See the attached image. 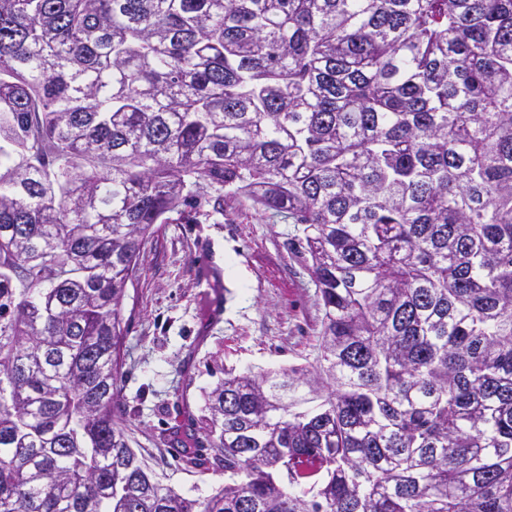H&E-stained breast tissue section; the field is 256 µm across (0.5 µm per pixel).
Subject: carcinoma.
<instances>
[{
  "label": "carcinoma",
  "instance_id": "obj_1",
  "mask_svg": "<svg viewBox=\"0 0 512 512\" xmlns=\"http://www.w3.org/2000/svg\"><path fill=\"white\" fill-rule=\"evenodd\" d=\"M228 199L298 225L318 354L224 371L189 499L123 301ZM0 512H512V0H0Z\"/></svg>",
  "mask_w": 512,
  "mask_h": 512
}]
</instances>
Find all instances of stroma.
<instances>
[{
  "label": "stroma",
  "instance_id": "1",
  "mask_svg": "<svg viewBox=\"0 0 512 512\" xmlns=\"http://www.w3.org/2000/svg\"><path fill=\"white\" fill-rule=\"evenodd\" d=\"M295 230L230 201L223 219L158 225L145 246L124 301L123 417L149 473L186 497L208 495L224 474L184 470L170 440L192 433L225 370L317 355L321 314L307 270L287 248Z\"/></svg>",
  "mask_w": 512,
  "mask_h": 512
}]
</instances>
